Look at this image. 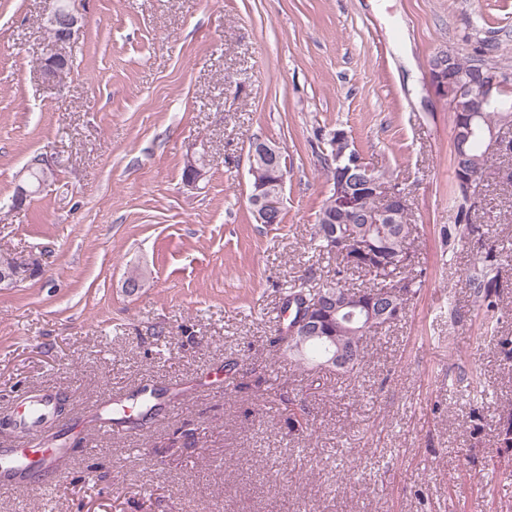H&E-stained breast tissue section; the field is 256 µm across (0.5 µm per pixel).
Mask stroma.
Returning <instances> with one entry per match:
<instances>
[{"label": "stroma", "mask_w": 512, "mask_h": 512, "mask_svg": "<svg viewBox=\"0 0 512 512\" xmlns=\"http://www.w3.org/2000/svg\"><path fill=\"white\" fill-rule=\"evenodd\" d=\"M44 6L0 0V253L32 270L0 288V414L65 398L46 431L71 452L45 487L0 492V512H512V265L490 313L472 248L443 244L453 123L430 81L448 49L512 74V0H77L73 65L52 82ZM336 128L409 185L423 274L351 376L276 343L288 285L333 275L310 239L329 191L318 136ZM256 138L287 158L278 224L249 201ZM45 150L53 178L10 207ZM489 163L475 218L512 252V158ZM144 384L178 405L132 432L75 430ZM293 404L306 429L289 430Z\"/></svg>", "instance_id": "stroma-1"}]
</instances>
